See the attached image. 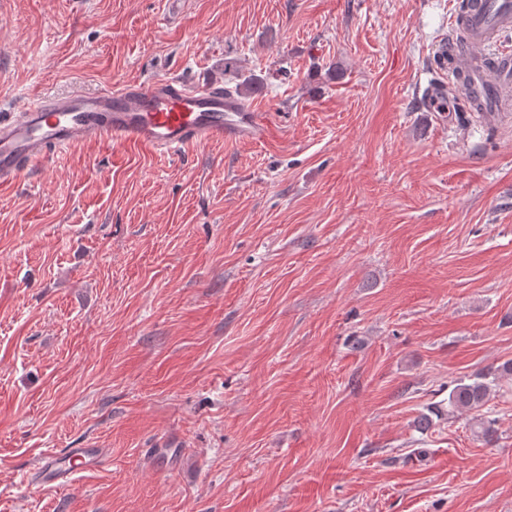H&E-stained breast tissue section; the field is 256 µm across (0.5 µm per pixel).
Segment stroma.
Segmentation results:
<instances>
[{"label": "stroma", "mask_w": 512, "mask_h": 512, "mask_svg": "<svg viewBox=\"0 0 512 512\" xmlns=\"http://www.w3.org/2000/svg\"><path fill=\"white\" fill-rule=\"evenodd\" d=\"M461 3L0 0V118L235 58L277 130L0 187V512H512L511 380L494 443L413 426L512 359V119L427 108ZM103 461L100 448H69L58 457L46 456L38 468L37 483L46 486H68L80 473L97 469Z\"/></svg>", "instance_id": "35a3bbf8"}]
</instances>
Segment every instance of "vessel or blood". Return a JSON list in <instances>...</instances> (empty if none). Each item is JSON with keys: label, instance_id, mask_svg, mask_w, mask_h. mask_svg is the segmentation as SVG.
I'll return each mask as SVG.
<instances>
[{"label": "vessel or blood", "instance_id": "b4317fda", "mask_svg": "<svg viewBox=\"0 0 512 512\" xmlns=\"http://www.w3.org/2000/svg\"><path fill=\"white\" fill-rule=\"evenodd\" d=\"M475 6L453 15L463 39L450 40L449 63L469 61L464 98L481 119L512 113V49L484 48L512 29V0H474ZM270 123L238 97L211 86L192 88L178 78L137 82L97 93L73 90L40 96L13 118L0 119V186L13 185L35 162L107 135L151 150L179 155L213 139L254 141L268 137ZM103 461L99 448H71L46 456L37 481L67 486Z\"/></svg>", "mask_w": 512, "mask_h": 512}]
</instances>
